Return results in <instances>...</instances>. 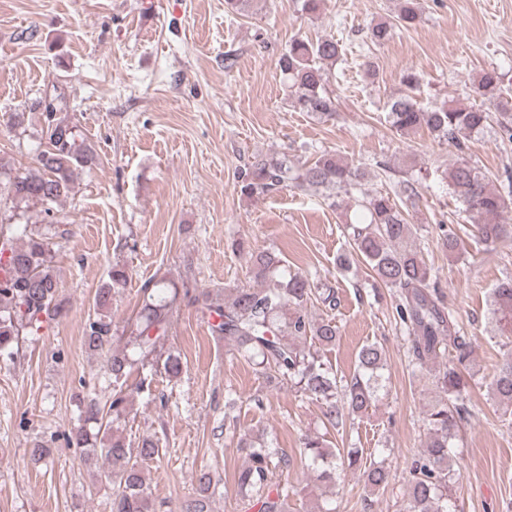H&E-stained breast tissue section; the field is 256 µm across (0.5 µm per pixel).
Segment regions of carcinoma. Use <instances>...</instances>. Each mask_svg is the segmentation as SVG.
<instances>
[{
	"instance_id": "cac0c4a2",
	"label": "carcinoma",
	"mask_w": 512,
	"mask_h": 512,
	"mask_svg": "<svg viewBox=\"0 0 512 512\" xmlns=\"http://www.w3.org/2000/svg\"><path fill=\"white\" fill-rule=\"evenodd\" d=\"M399 23L412 27L421 13L417 0H403ZM343 55L342 45L333 37L316 41L296 38L282 54L279 66L288 76L293 106L317 118L336 112V94L327 87L326 69ZM406 93L391 100L387 121L400 134L425 127L460 153L468 149L470 137L497 123L499 138L512 142V103L496 94L499 74L486 69L470 88L471 104L446 102L426 109L412 95L420 78L412 70L401 73ZM42 113L39 142L34 149L35 167L5 170L0 164V185L12 203L9 213L0 216V357L13 358L26 336H35L44 324L61 318L63 304L58 300V281L49 265L51 240L59 232L24 229L25 242L16 244V227L28 221L26 213L38 208L51 218L53 209L72 190V175L91 167L97 158L94 147L78 141L76 125L56 112ZM360 167L323 154L313 163L295 167L277 155L256 157L239 173L240 193L261 196L279 188L324 189L345 194L355 207L354 221L345 226L350 250L337 257L340 268L356 259L373 273V278L398 292L394 319L410 341L412 367L433 373L439 392L427 403L426 440L410 469L407 486V512H456L449 488L450 461L460 423L466 419L464 399L469 381L465 372L472 368L475 348L470 337L457 328L454 312L445 306L438 291V277L424 260L417 230L405 217L400 205L388 192L365 193L361 189ZM446 182L456 200L475 221L477 239L488 245L504 237L512 238V223L504 216L512 197V174L494 187V180L459 158L446 170ZM443 251L453 257L461 251V239L451 229L441 228ZM232 250L248 256L249 270L256 280L270 281L266 288L238 287L220 300L209 290L192 295L179 292L173 283L149 279L140 288L143 302L132 324L127 346L117 348L118 332L110 307L115 290L127 284L129 268L115 263L108 281L94 296V315L85 323L82 342L85 350L105 355V368L112 382L127 380L134 372L139 379L138 393L152 395L154 376L163 373L170 380L183 370L180 355H162L179 297L197 306L207 319L212 334L224 337L230 350L258 365L268 377L287 380L308 397L320 403L324 427L344 432L347 422L361 419L376 407L381 391L387 388L386 361L375 343L363 346L357 370L347 381L336 377L325 366L320 349L333 345L339 335L331 319L309 318L308 302L336 306V292L320 287L308 274L286 272L280 255L269 249H253L236 240ZM491 320L504 336L512 335V280H505L492 293ZM450 348L448 362L437 364L441 351ZM491 391L503 415L512 416V351L503 354L497 366ZM129 395L112 389L103 401L88 395L80 401L82 421L70 436V443L84 461L104 460L112 479V512H154L146 469L160 455L159 440L145 438L133 448L114 431V424L128 414ZM237 448L245 452L246 464L236 474L243 504L258 512H288V483L273 481L274 471L286 469L290 460L276 456L273 448L243 432ZM300 464L321 485L341 482L346 470L363 467L364 485L376 491L389 484L391 472L384 461L361 462L359 450L330 448L318 435L304 438ZM198 495L184 503L182 512H206L207 493L217 481L208 470L196 474Z\"/></svg>"
}]
</instances>
